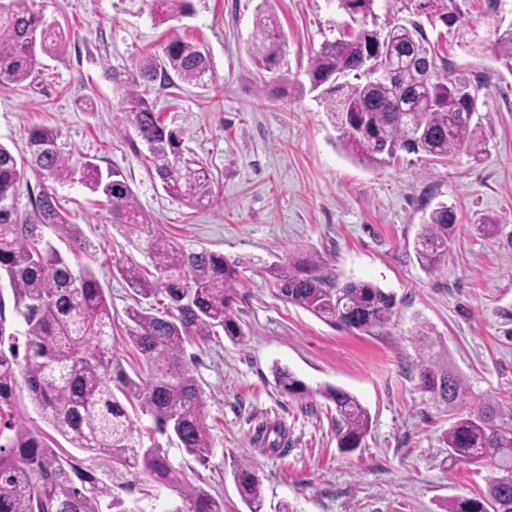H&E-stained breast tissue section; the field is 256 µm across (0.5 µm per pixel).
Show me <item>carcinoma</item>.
Masks as SVG:
<instances>
[{"mask_svg": "<svg viewBox=\"0 0 512 512\" xmlns=\"http://www.w3.org/2000/svg\"><path fill=\"white\" fill-rule=\"evenodd\" d=\"M147 2L157 25L193 13L192 0ZM336 2L362 24L340 39L323 42L306 71L308 84L297 88L316 93L340 132L342 149L372 169L391 165L403 150L433 161L461 148L484 153L480 126L468 112L471 82L438 54L426 31L440 24L450 34L461 33L456 0H407L428 26L413 23L414 39L394 47L397 74L389 85L357 72L366 47L382 40L381 32L364 24L374 13L375 0ZM254 29L248 47L254 66L261 73L277 71L285 47L277 19L260 10ZM65 44L64 32L48 25L29 0H0V85L34 80L39 55ZM490 49L512 73V26L496 29ZM110 76L124 122L146 145V163L164 192L193 208L212 204L208 170L188 154L185 131L167 125L145 96L149 85L170 89L177 79L207 85L210 62L204 49L172 27L162 52L147 53L135 69ZM27 146L25 168L0 144V512H128L119 491L131 485L124 475L140 473L177 494L180 503L170 512H224V503L205 488L184 481L162 448L143 442L129 408L151 416L154 432L176 442L194 460L209 463L215 440L207 423V395L187 346L221 332L233 342L245 341L236 301L247 261L206 248L187 250L155 235L122 171H104L94 160L76 155L59 128H31ZM29 173L35 182L28 180ZM76 182L106 198L112 224L155 270L149 277L135 262L116 267L136 300L127 309V341L138 356L131 374L113 334L112 303L94 272L74 273L43 234L53 228L76 249L89 252L90 242L60 211L56 198V186ZM456 221L447 205L432 209L414 242L421 266L433 268L446 256ZM270 274L281 300L350 333H372L394 314L392 293L366 281L340 284L313 257H290L286 265H272ZM5 287L13 312L25 325L21 335L7 323ZM160 295L167 300L165 310L142 305ZM412 335L419 349V388L449 416L440 437L449 464L494 470L483 492L450 501L446 512H512V407L504 409L473 391L434 351L440 340L431 325L417 322ZM274 377L290 396L311 393L285 368H276ZM21 388L54 432L85 458L58 454L46 434L14 416L12 404ZM319 394L335 406L339 450L359 448L370 429L367 410L342 388L326 385ZM284 440L282 427L273 426L260 432L257 443L275 454ZM234 480L249 512H262L256 466L239 463Z\"/></svg>", "mask_w": 512, "mask_h": 512, "instance_id": "cac0c4a2", "label": "carcinoma"}]
</instances>
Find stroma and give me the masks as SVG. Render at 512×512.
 <instances>
[{
  "instance_id": "35a3bbf8",
  "label": "stroma",
  "mask_w": 512,
  "mask_h": 512,
  "mask_svg": "<svg viewBox=\"0 0 512 512\" xmlns=\"http://www.w3.org/2000/svg\"><path fill=\"white\" fill-rule=\"evenodd\" d=\"M35 3L68 39L42 57L34 82L0 85V143L20 158L31 127H58L77 154L124 173L157 234L249 261L236 303L245 341L220 335L188 348L209 398L215 453L202 465L156 436L174 467L223 498L224 512H249L233 478L246 459L257 466L264 512H280L285 503L295 512H445L452 499L484 490L491 468L444 461L440 436L448 417L417 386L412 329L428 322L475 391L512 406V322L503 317L512 311V74L491 52L476 55L469 46L512 24V0L495 10L486 0H456L467 39L443 27L428 32L456 69L482 84L484 154L463 148L429 162L404 152L381 170L341 149L313 94L290 90L306 82L321 43L348 31L336 0H194L193 15L175 26L205 49L212 80L204 88L155 89L149 98L167 124L185 129L186 148L210 170L215 198L203 209L162 190L144 163L146 145L122 121L108 76L159 50L167 27L152 24L142 0ZM261 5L286 38L284 83L262 84L247 53ZM84 99L92 110L81 109ZM58 200L95 249L73 251L50 228L44 235L73 271L93 269L112 303L113 333L124 343L132 299L116 266L144 257L114 228L104 196L74 183L59 187ZM440 203L454 209L459 229L447 256L427 269L416 260L414 239ZM487 219L497 226L490 238L476 229ZM294 254L320 259L339 282L363 280L392 292L389 324L353 334L277 299L266 268ZM277 365L304 381L310 395L276 387ZM327 384L352 393L370 415L369 433L354 452L337 447L335 407L319 393ZM273 422L286 428L288 443L265 454L256 438ZM121 496L130 512H169L176 499L145 478Z\"/></svg>"
}]
</instances>
